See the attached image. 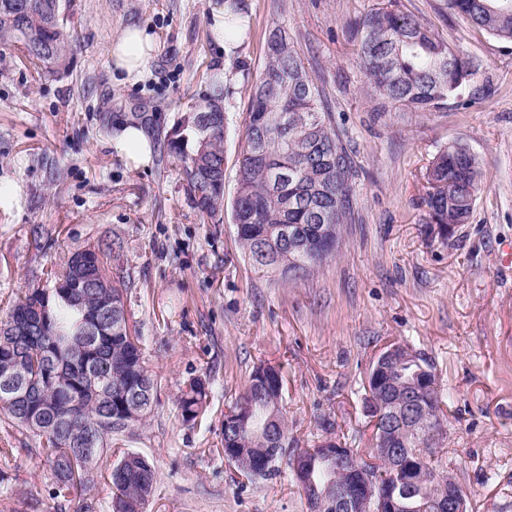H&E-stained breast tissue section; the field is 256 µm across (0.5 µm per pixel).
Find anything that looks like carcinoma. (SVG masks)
<instances>
[{
  "mask_svg": "<svg viewBox=\"0 0 512 512\" xmlns=\"http://www.w3.org/2000/svg\"><path fill=\"white\" fill-rule=\"evenodd\" d=\"M449 12L494 37L512 42V0H446ZM62 0H0V46L12 48L38 69L55 78L68 68L75 39L66 30ZM349 43L367 79L368 93L382 111L433 112L444 108L476 73L475 64L452 49L438 32L401 9L398 0L385 2L348 23ZM224 102L220 81L195 104ZM179 113L166 135L161 163L180 171L191 206L201 221L224 220V149L226 124L206 123ZM288 124L278 123L280 114ZM152 135L157 113L142 112L128 120ZM236 188L230 203L231 221L242 254L250 263L296 280L331 258L340 225L353 212V159L331 123L325 92L306 69L288 33L273 27L245 118L244 144L236 161ZM430 191L425 206L430 223L464 224L478 195L481 170L468 148L453 143L444 148L428 171ZM122 243L88 245L92 260L86 287H77L74 255L52 263L46 281L66 282L67 288L25 289L0 318V369L17 366L16 378L27 391L22 401L0 394V427L5 434L27 431L39 438L35 454L47 466L58 494L82 495L94 483L112 453V435L125 432L124 417L134 403L149 415L158 402L159 383L150 369L144 341L130 324L124 281L112 275L106 258ZM112 302V323H103L85 337L82 309ZM41 313L42 328L27 336L9 329L31 314ZM275 390L256 384L251 372L244 392L229 406L238 425L224 429V447L258 448L272 412L280 417L283 444L288 431L283 413L281 373L269 367ZM208 376L185 382L177 396L182 422L194 424L204 415ZM419 417L443 426V400L435 389L420 396ZM283 457H257L249 478L269 479L280 473ZM112 512H140L155 489L156 469L148 457L127 451L112 464ZM412 508L428 497L424 487L399 488Z\"/></svg>",
  "mask_w": 512,
  "mask_h": 512,
  "instance_id": "1",
  "label": "carcinoma"
}]
</instances>
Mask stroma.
<instances>
[{
	"mask_svg": "<svg viewBox=\"0 0 512 512\" xmlns=\"http://www.w3.org/2000/svg\"><path fill=\"white\" fill-rule=\"evenodd\" d=\"M377 0H244L250 33L234 56L211 39L224 0H69L77 36L68 72L44 80L0 47V186L17 192L0 211V312L21 289L100 241H120L126 308L145 340L161 390L141 424L114 435L155 465L145 512H309L287 473L250 480L221 451L224 412L254 366L280 370L288 448L332 435L367 453L373 427L367 376L393 344L439 377L444 432L433 465L451 469L469 512H512V42L449 16L445 0H401L480 69L462 96L435 112H381L365 90L344 24ZM131 25L159 49L138 83L123 81L109 45ZM282 27L312 75L356 170L354 219L334 257L282 281L244 260L231 221L201 223L178 169L134 166L109 145L112 124L161 115L156 153L210 74L243 76L228 105L224 145L235 159L268 31ZM458 142L479 161L481 190L467 223L440 232L427 217V172ZM208 374L203 418L182 423L184 382ZM28 435L0 438V512H72L55 495Z\"/></svg>",
	"mask_w": 512,
	"mask_h": 512,
	"instance_id": "stroma-1",
	"label": "stroma"
}]
</instances>
